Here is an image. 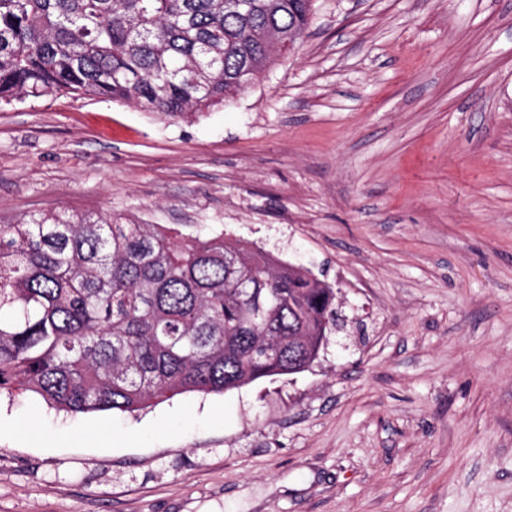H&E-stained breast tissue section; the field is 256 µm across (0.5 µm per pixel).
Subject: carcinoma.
<instances>
[{"label":"carcinoma","mask_w":512,"mask_h":512,"mask_svg":"<svg viewBox=\"0 0 512 512\" xmlns=\"http://www.w3.org/2000/svg\"><path fill=\"white\" fill-rule=\"evenodd\" d=\"M312 0H0V105L75 96L199 118L309 25ZM276 31L290 43L273 46ZM336 291L247 241L110 212L0 224V392L133 412L299 373Z\"/></svg>","instance_id":"cac0c4a2"}]
</instances>
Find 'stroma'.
<instances>
[{
	"label": "stroma",
	"instance_id": "stroma-1",
	"mask_svg": "<svg viewBox=\"0 0 512 512\" xmlns=\"http://www.w3.org/2000/svg\"><path fill=\"white\" fill-rule=\"evenodd\" d=\"M51 211L252 242L348 324L132 414L1 393L0 512H512V0H313L197 119L2 106L0 224Z\"/></svg>",
	"mask_w": 512,
	"mask_h": 512
}]
</instances>
